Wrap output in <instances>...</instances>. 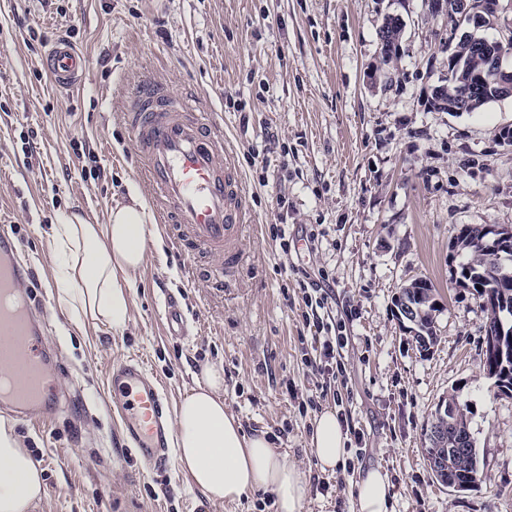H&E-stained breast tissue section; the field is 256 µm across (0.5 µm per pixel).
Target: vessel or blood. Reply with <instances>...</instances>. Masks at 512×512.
<instances>
[{"label": "vessel or blood", "mask_w": 512, "mask_h": 512, "mask_svg": "<svg viewBox=\"0 0 512 512\" xmlns=\"http://www.w3.org/2000/svg\"><path fill=\"white\" fill-rule=\"evenodd\" d=\"M87 65L86 55L65 41L46 54L52 81L63 87L74 86ZM125 121L173 245L213 261L214 281L223 285L242 262L239 240L247 221L244 187L224 154L223 129L156 80L137 85ZM30 272L11 239L0 233V371L12 373L0 386V408L20 417L45 411L56 393L44 370L37 320L27 305L16 302L18 286ZM109 381L125 441L143 463L161 468L173 429L159 382L137 358L114 364Z\"/></svg>", "instance_id": "vessel-or-blood-1"}]
</instances>
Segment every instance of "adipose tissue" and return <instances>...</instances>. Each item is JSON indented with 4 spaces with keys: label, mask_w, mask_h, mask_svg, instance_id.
<instances>
[{
    "label": "adipose tissue",
    "mask_w": 512,
    "mask_h": 512,
    "mask_svg": "<svg viewBox=\"0 0 512 512\" xmlns=\"http://www.w3.org/2000/svg\"><path fill=\"white\" fill-rule=\"evenodd\" d=\"M142 198L111 210L107 223L74 213L52 228L59 303L75 321L91 318L119 331L129 320L131 283L143 268L152 235ZM224 369L204 365L174 419L177 460L212 503L237 502L271 491L276 512H303L309 474L267 435L249 436L224 404ZM347 436L327 409L315 421L310 444L324 471L346 456ZM39 464L0 424V512H35L45 495ZM393 486L382 469L365 471L356 484V512H390Z\"/></svg>",
    "instance_id": "1"
}]
</instances>
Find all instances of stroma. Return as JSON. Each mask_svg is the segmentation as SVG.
Masks as SVG:
<instances>
[{
  "label": "stroma",
  "instance_id": "stroma-1",
  "mask_svg": "<svg viewBox=\"0 0 512 512\" xmlns=\"http://www.w3.org/2000/svg\"><path fill=\"white\" fill-rule=\"evenodd\" d=\"M496 24L455 27L428 0H0V226L33 275L25 287L56 353L62 403L48 419L0 410L39 462L35 512H275L262 492L213 504L177 460L144 469L124 445L107 373L142 359L177 410L202 365L224 367V401L245 434L328 483L304 512H355L361 471L382 468L393 512H512V395L483 368L486 314L459 281L452 244L466 224L512 227V96L474 112H438L446 44L505 43L512 0ZM400 16V52L381 71L378 29ZM89 58L80 85L55 87L42 57L58 39ZM160 80L197 100L224 130V151L248 195L246 262L236 281L189 279L191 254L155 224L125 329L73 322L57 302L52 232L66 215L106 223L133 194L150 199L122 113L137 84ZM286 206H279V199ZM287 239H280V228ZM438 290V341L421 354L392 300L407 279ZM323 278L341 323V402L320 393V344L304 323L308 279ZM194 333L169 335L168 297ZM467 404L477 485L433 479L424 433L448 393ZM338 407L347 466L321 472L315 418Z\"/></svg>",
  "mask_w": 512,
  "mask_h": 512
}]
</instances>
